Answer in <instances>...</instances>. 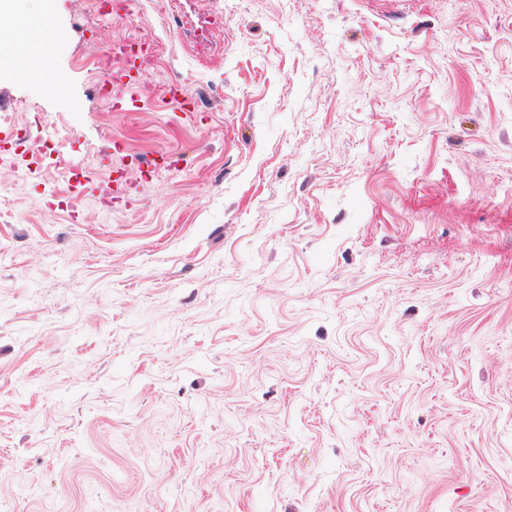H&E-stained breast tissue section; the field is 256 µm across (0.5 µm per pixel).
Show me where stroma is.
<instances>
[{"instance_id": "stroma-1", "label": "stroma", "mask_w": 512, "mask_h": 512, "mask_svg": "<svg viewBox=\"0 0 512 512\" xmlns=\"http://www.w3.org/2000/svg\"><path fill=\"white\" fill-rule=\"evenodd\" d=\"M0 512H512V0H0ZM156 39L99 96L113 43Z\"/></svg>"}]
</instances>
